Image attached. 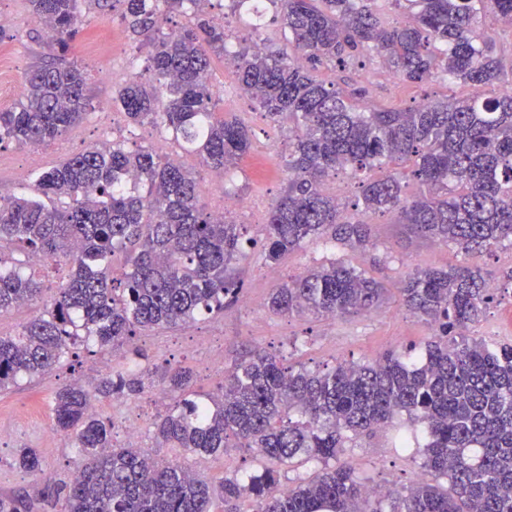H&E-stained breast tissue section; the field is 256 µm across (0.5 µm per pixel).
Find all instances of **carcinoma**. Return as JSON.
<instances>
[{"label":"carcinoma","mask_w":512,"mask_h":512,"mask_svg":"<svg viewBox=\"0 0 512 512\" xmlns=\"http://www.w3.org/2000/svg\"><path fill=\"white\" fill-rule=\"evenodd\" d=\"M108 1L121 5L130 38L147 50L149 76L125 81L112 96L130 123L164 127L205 166L226 173L251 140L242 123L214 109L213 63L224 58L264 118L288 125V182L265 224L267 261L310 241L367 252L374 242L365 215L391 214L466 255L512 246V88L358 110L349 100L361 91L313 75L374 53L408 85L440 73L492 86L504 66L486 20L512 25V0H386L408 3L400 23L387 22L377 0H269L283 45L261 38L262 9L231 0L232 10L246 8L260 37L235 48L224 22L197 0H29L53 30L56 54L28 73L14 106L0 109V144L55 140L88 114L85 67L69 52L83 6ZM176 12L185 23L167 27ZM128 173L143 188H122ZM338 173L354 182L349 202L325 193ZM409 178L427 192L408 194ZM36 188L33 197H0V245L24 251L21 258L0 252V314L40 297L41 283L27 272L31 256L65 269L49 306L17 334L0 335V391L53 371L75 345L114 346L222 312L238 297L246 225L215 219L199 203L196 174L155 147L94 146L41 173ZM118 251L128 254L129 271L116 279L110 267ZM495 290L468 265L408 274L399 304L431 328L418 358L391 352L312 371L255 351L206 394L193 390L185 368L163 374L178 399L155 423L159 447L201 456L256 448L276 465L289 468L298 458L320 465L286 487L266 467L226 477L217 490L177 460L115 446L113 424L92 412V402L142 391L137 375L93 388L67 384L54 395L53 414L56 428L73 434L77 476L47 486L40 509L212 512L218 494L229 512L240 501L254 512H512V344L474 334ZM388 292L382 279L330 260L288 277L266 305L278 315L345 317L378 309ZM403 414L422 425L427 478L383 499L343 455ZM15 463L41 471L35 448L20 449ZM34 509L22 496L0 494V512Z\"/></svg>","instance_id":"carcinoma-1"}]
</instances>
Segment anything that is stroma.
I'll return each instance as SVG.
<instances>
[{
  "mask_svg": "<svg viewBox=\"0 0 512 512\" xmlns=\"http://www.w3.org/2000/svg\"><path fill=\"white\" fill-rule=\"evenodd\" d=\"M0 12L15 19L7 28L8 58L0 65V84L10 89L9 95L0 101V108L6 109L18 100L28 72L51 60L54 52L42 25L30 12L28 0H0ZM118 23V13L109 8L85 14L81 33L73 45V56L87 69L86 92L93 109L80 123L48 144L34 147L10 142L0 145V196L7 198L33 192L32 179L16 176L19 158L37 157L34 170L39 173L106 141L97 115L112 109V92L116 87L110 76L113 56L125 60L133 77L140 75L145 65L144 53L138 51L130 37H122L115 46L97 41L96 36L104 27ZM316 76L363 90L366 100L378 105L397 106L427 93L460 100L479 93L478 88L441 77L424 89L403 84L375 56L350 61L336 71L319 70ZM214 103L219 115L238 120L251 131V148L239 160L232 181H224L222 174L203 167L198 155L171 146L166 152L184 167L198 171L199 201L207 209L216 208L218 195L223 191L256 203L254 212L234 218L235 223L247 224L248 236L255 242L237 271L242 289L236 302L226 306L223 313L135 336L130 346L94 351L78 347L50 374L21 380L0 392V426L10 430L7 438L0 439V494L21 495L35 502L47 482L70 476L76 454L71 436L53 425L52 401L59 388L73 381L90 384L108 372L139 371L144 381L140 393L99 399L94 403L97 414L113 422V444H123L121 427L126 420H135L144 448L156 450L158 456L180 460L189 469L208 475L218 484L227 476L256 472L261 465L253 453L244 448L229 449L220 457H199L184 454L178 448H157L154 423L176 400L175 394L164 390L161 384L166 370L176 366L189 368L194 376V388L209 393L217 391L224 383L225 372L246 359L253 349L285 357L311 370H322L339 361L363 363L386 352L418 349L429 340L431 332L427 325L403 310L394 298L375 312L332 321L311 316H281L264 307L250 306V298H268L279 282L321 262L326 252L322 245L310 243L289 253L279 263L265 260L262 244L268 212L288 179L285 167L288 132L266 122L258 104L241 94L231 67L220 60L215 63ZM373 230L377 243L373 252L340 247L335 256L358 268L374 270L390 289L398 288L401 280L418 267L447 269L466 263L497 280L501 279L503 271L512 267L510 249L468 257L455 247L417 236L390 216L375 218ZM33 272L43 286L41 301L1 315L0 335L15 334L53 297L59 285L55 263L34 267ZM477 332L486 339L512 344V286L496 291L487 318ZM138 349L145 352V360L136 359L134 352ZM406 426V421L402 420L397 426L383 428L375 437L359 440L357 447L349 452L348 458L356 471L370 477L374 487L384 490L406 487L420 472V448L405 450L398 446V434ZM22 448L39 450L40 474L29 473L16 465V454Z\"/></svg>",
  "mask_w": 512,
  "mask_h": 512,
  "instance_id": "stroma-1",
  "label": "stroma"
}]
</instances>
